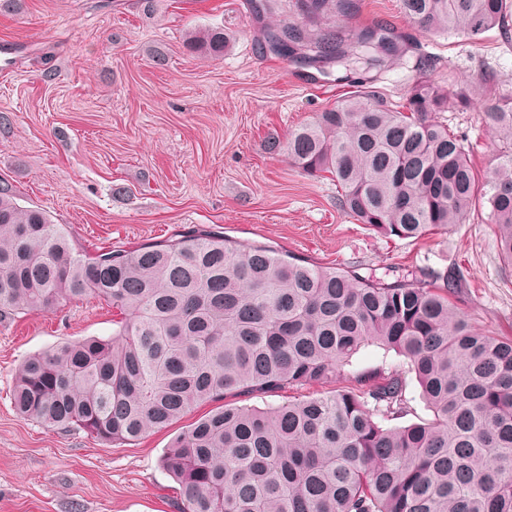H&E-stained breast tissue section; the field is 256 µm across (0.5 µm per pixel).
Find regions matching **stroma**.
<instances>
[{
  "mask_svg": "<svg viewBox=\"0 0 512 512\" xmlns=\"http://www.w3.org/2000/svg\"><path fill=\"white\" fill-rule=\"evenodd\" d=\"M15 0L0 12V178L20 203L45 210L87 250L130 249L203 229L265 244L322 266L402 277L460 267L458 308L480 329L512 339V266L501 260L488 207L468 223L423 238H386L340 211L330 177H310L268 149L334 106L346 85L267 51L263 33L281 9L249 0ZM360 23L392 27L405 46L424 45L428 83L463 90L489 71L512 96V40H471L410 22L398 0H362ZM223 28L220 59L188 54L183 36ZM163 54L166 64L152 58ZM55 81L42 79L45 66ZM482 103L444 118L475 142L478 171L498 141ZM112 333V308L86 298L0 324V512H179V483L161 459L175 423L130 443L54 430L17 416L11 390L29 355Z\"/></svg>",
  "mask_w": 512,
  "mask_h": 512,
  "instance_id": "35a3bbf8",
  "label": "stroma"
}]
</instances>
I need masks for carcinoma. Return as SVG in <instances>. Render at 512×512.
Masks as SVG:
<instances>
[{"label": "carcinoma", "instance_id": "1", "mask_svg": "<svg viewBox=\"0 0 512 512\" xmlns=\"http://www.w3.org/2000/svg\"><path fill=\"white\" fill-rule=\"evenodd\" d=\"M299 57L347 72H384L405 50L379 24L354 19L361 0H295ZM433 32L477 37L509 30L512 0H400ZM224 29L185 47L224 56ZM354 91L288 135L289 162L336 181L338 206L399 239L464 224L486 199L502 260L512 265V98L487 76L480 113L503 148L480 177L469 144L439 115L471 95L421 82L396 102ZM0 179V324L63 302L112 305V336L58 344L27 357L15 377L17 414L105 443L134 442L195 407H217L177 435L162 458L182 512H512V340L476 328L452 301L455 271L412 280L324 267L268 245L194 233L132 249L84 250L42 209L17 202ZM375 345L403 370L353 369ZM351 375V384L321 386ZM431 412L404 425L406 375ZM312 386L308 395L238 406L233 396Z\"/></svg>", "mask_w": 512, "mask_h": 512}]
</instances>
